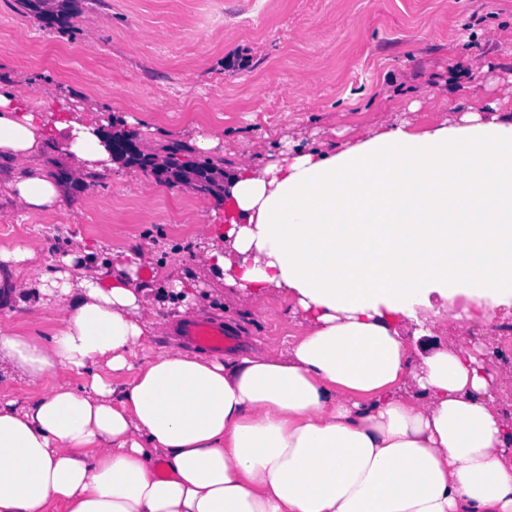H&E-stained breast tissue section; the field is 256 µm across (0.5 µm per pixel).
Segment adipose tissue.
I'll return each instance as SVG.
<instances>
[{"label": "adipose tissue", "mask_w": 512, "mask_h": 512, "mask_svg": "<svg viewBox=\"0 0 512 512\" xmlns=\"http://www.w3.org/2000/svg\"><path fill=\"white\" fill-rule=\"evenodd\" d=\"M55 142L69 168L33 160ZM97 113L0 84V160L25 211L118 167ZM199 225L225 286L277 291L303 328L236 358L149 351L165 328L148 251L47 267L0 247V306L37 294L50 339L0 326V512H512V421L474 344L512 315V117L385 122L338 152L292 151L224 182ZM82 383H73V376ZM122 387H115V380Z\"/></svg>", "instance_id": "1"}]
</instances>
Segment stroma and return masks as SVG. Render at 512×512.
<instances>
[{
	"label": "stroma",
	"mask_w": 512,
	"mask_h": 512,
	"mask_svg": "<svg viewBox=\"0 0 512 512\" xmlns=\"http://www.w3.org/2000/svg\"><path fill=\"white\" fill-rule=\"evenodd\" d=\"M76 15L54 21L57 0L29 7L0 0V81L54 107L75 100L113 124L136 120L135 143L163 156L173 143L186 157L231 171L261 167L284 143L339 151L394 115L417 130L444 116L512 108V0H77ZM476 41H469L470 32ZM212 133L219 145L197 151ZM0 161V246L33 244L43 259L77 240L136 246L155 257V284L189 280L186 299L161 305L168 328L154 349L181 345L183 322L204 319L230 330L235 352L252 339L281 348L295 326L287 304L218 287L195 263L197 227L218 224L210 195L170 186L134 166L93 173L55 215L28 213L6 194L15 175ZM0 323L49 338L50 314L35 302L0 309ZM500 395L512 400V361L496 357V331L474 323Z\"/></svg>",
	"instance_id": "1"
}]
</instances>
